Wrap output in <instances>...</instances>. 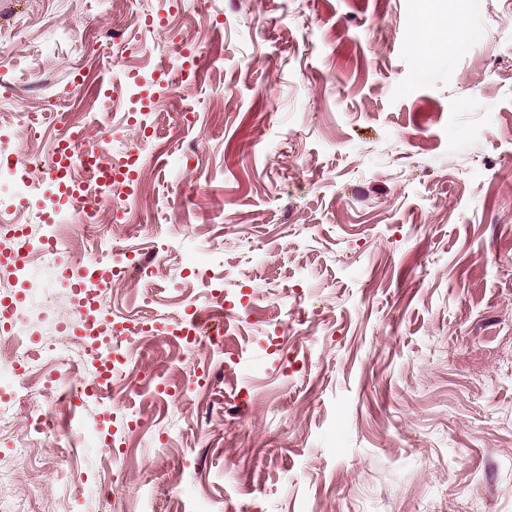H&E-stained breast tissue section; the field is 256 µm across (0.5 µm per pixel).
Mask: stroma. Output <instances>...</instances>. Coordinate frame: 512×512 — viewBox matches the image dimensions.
Wrapping results in <instances>:
<instances>
[{
    "label": "stroma",
    "mask_w": 512,
    "mask_h": 512,
    "mask_svg": "<svg viewBox=\"0 0 512 512\" xmlns=\"http://www.w3.org/2000/svg\"><path fill=\"white\" fill-rule=\"evenodd\" d=\"M95 93L123 206L17 283L13 230L71 210L56 113ZM1 155L41 190L0 192V342L82 349L47 261L76 247L128 268L86 306L144 326L126 367L156 376L99 400L80 369L91 432L21 469L36 512H512V0H0ZM218 300L220 346L174 352ZM0 402L7 461L37 440Z\"/></svg>",
    "instance_id": "obj_1"
}]
</instances>
